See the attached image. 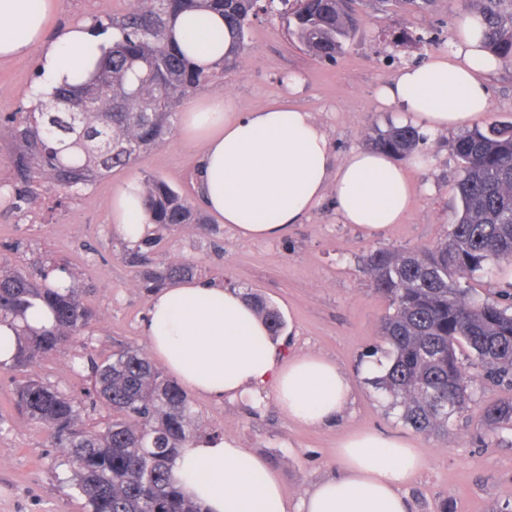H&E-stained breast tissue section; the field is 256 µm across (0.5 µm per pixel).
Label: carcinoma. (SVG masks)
<instances>
[{"instance_id":"obj_1","label":"carcinoma","mask_w":512,"mask_h":512,"mask_svg":"<svg viewBox=\"0 0 512 512\" xmlns=\"http://www.w3.org/2000/svg\"><path fill=\"white\" fill-rule=\"evenodd\" d=\"M276 1L290 7L291 34L322 60L334 59L361 22L351 0H139L121 14L96 17L95 25L112 29V46L93 72L59 88L50 109L15 112L0 121L14 146V181H0V199H12V213L21 214L45 179L60 198L70 199L164 144L184 100L236 62L251 20ZM464 9L483 17L485 48L512 60V0H464ZM200 10L224 14L232 33L233 50L218 71L197 69L170 42L175 18ZM420 140L413 126L391 123L376 130L368 145L406 157ZM453 150L460 210L445 238L424 248H377L365 262L373 290L392 309L381 325L380 351L388 363L368 384L391 398L390 408L399 410L406 426L432 435L448 434L472 401L460 347L470 350L471 364L488 377L512 385V284L501 285L493 302L463 286L491 265L512 262V126L492 121L467 130ZM144 206L151 237L124 245V262L151 291L195 275V265L166 264L156 251L164 233L183 224L211 234L192 199L151 177L144 184ZM56 271L69 272L67 263H0L1 325L15 324L38 304L53 314L50 327L17 332L9 367L28 372L16 390L17 408L46 429L54 447L66 450L86 512H203L172 473L179 448L196 436L189 394L141 349L120 344L102 359L86 350L73 355L92 373V401L112 409V420L102 427L87 426L81 401L32 373L39 357L62 350L92 321L80 289L52 282ZM251 299L279 333L285 323L278 310L257 295ZM483 422L491 433L511 428L512 399L487 405Z\"/></svg>"}]
</instances>
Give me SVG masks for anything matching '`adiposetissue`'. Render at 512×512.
<instances>
[{
    "label": "adipose tissue",
    "mask_w": 512,
    "mask_h": 512,
    "mask_svg": "<svg viewBox=\"0 0 512 512\" xmlns=\"http://www.w3.org/2000/svg\"><path fill=\"white\" fill-rule=\"evenodd\" d=\"M57 0H0V60L39 50V72L29 97L48 103L56 88L92 71L112 35L89 24L48 39ZM481 15L463 12L448 50L406 65L376 92L398 123L425 133L463 130L491 107L487 79L500 61L484 47ZM195 67L211 71L232 47L220 13H185L170 31ZM181 136L199 144L196 187L200 205L244 241L282 237L332 195L339 223L364 233L402 223L412 209L410 172L425 159L398 163L383 150L350 149L337 155L328 133L303 108L280 102L242 108L231 96L203 97L183 114ZM112 224L124 240L149 229L142 187L132 181L112 196ZM151 354L188 391L215 401L252 399L272 390L294 422L335 424L352 398L350 375L312 353L285 355L245 293L210 280L179 281L152 294L144 324ZM337 475L307 488L289 508L279 472L261 455L234 441L190 439L173 473L206 512H410L402 488L425 466L409 440L371 430L342 436Z\"/></svg>",
    "instance_id": "ef3b65f1"
}]
</instances>
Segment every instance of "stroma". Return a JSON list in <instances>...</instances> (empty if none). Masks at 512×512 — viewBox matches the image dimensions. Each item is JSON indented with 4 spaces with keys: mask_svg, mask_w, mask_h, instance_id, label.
Here are the masks:
<instances>
[{
    "mask_svg": "<svg viewBox=\"0 0 512 512\" xmlns=\"http://www.w3.org/2000/svg\"><path fill=\"white\" fill-rule=\"evenodd\" d=\"M131 0H60L51 31L128 8ZM362 24L334 60L312 56L287 32L285 20L253 19L245 52L224 77L200 87L208 96L230 95L244 107H263L282 98L312 112L328 131L338 152L364 145L375 128H386L375 88L404 64H418L449 47L452 28L463 8L459 0H434L426 11L390 0L382 10L358 5ZM37 56L0 61V115L30 107L28 91L37 74ZM299 76L289 93L285 75ZM456 137L448 130L420 144L430 165L412 172L413 206L403 223L373 235L336 220L331 198L303 224L276 242H244L218 225L215 238L188 224L168 232L160 257L167 263H194L197 277L256 293L274 305L286 327V349L317 353L336 361L353 380V401L334 425L304 427L278 408L271 390L260 399L216 402L192 396L198 433L235 441L264 455L278 470L289 503L311 484L337 473L336 442L347 432L381 430L414 443L424 468L405 488L411 512H499L512 501V429L492 434L482 415L485 406L511 391L469 368L473 400L447 435H425L405 426L388 408V398L368 380L381 369L371 352L382 339L379 326L389 302L374 293L364 264L369 250L382 246L412 249L443 238L456 219L454 185ZM199 145L173 131L167 142L143 153L133 168L117 170L59 207L51 192L32 204L34 223L0 212V259L8 263L49 257L69 262L74 282L93 311L89 330L75 345L104 357L118 343L140 349L150 298L139 277L121 259L122 244L112 229V195L147 176L196 196L194 169ZM35 371L45 382L86 400L89 371L73 365L70 352L40 357ZM23 375L0 368V512H84L83 501L66 480L63 449L52 447L45 430L21 414L13 397ZM104 405L85 407L87 424L111 419Z\"/></svg>",
    "mask_w": 512,
    "mask_h": 512,
    "instance_id": "1",
    "label": "stroma"
}]
</instances>
